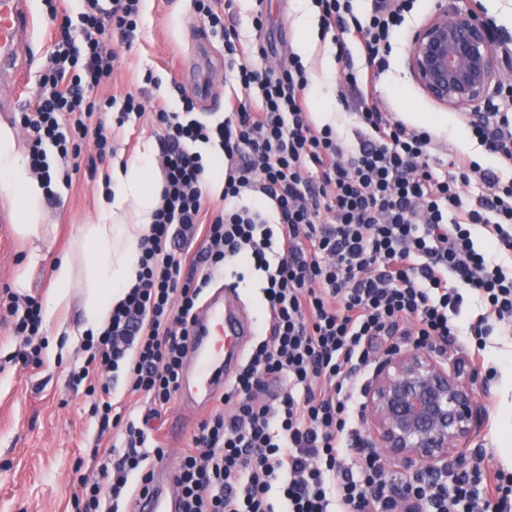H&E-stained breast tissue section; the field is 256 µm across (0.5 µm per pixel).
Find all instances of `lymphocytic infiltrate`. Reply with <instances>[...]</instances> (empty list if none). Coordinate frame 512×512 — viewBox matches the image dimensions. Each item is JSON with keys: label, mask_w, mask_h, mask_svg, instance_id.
I'll use <instances>...</instances> for the list:
<instances>
[{"label": "lymphocytic infiltrate", "mask_w": 512, "mask_h": 512, "mask_svg": "<svg viewBox=\"0 0 512 512\" xmlns=\"http://www.w3.org/2000/svg\"><path fill=\"white\" fill-rule=\"evenodd\" d=\"M63 17L44 66L41 92L20 123L31 131L28 165L46 198L71 182L86 140L96 171L114 153L101 115L142 116V95L91 101L118 57L113 36L138 28L141 0H82ZM353 0H315L323 32L354 42L362 70L339 77L365 130L351 148L331 125H316L299 56L263 71L268 50L243 44L211 0H194L206 28L221 35L237 89L224 116L205 122L191 99L179 112L159 105L162 193L138 241L139 273L98 336L83 343L68 386L93 400L101 435L119 437L111 458L90 449L95 479H80L71 512H118L142 488L166 450L142 424L122 419L106 374L124 373L150 416L175 400L188 355L189 324L215 276L250 264L265 275L267 330L231 389L201 421L175 470L182 512H512V471L482 452L459 461L447 482L410 472L402 486L381 457L363 448L358 425L362 378L396 336L430 348L461 343L483 352L492 335L512 339V86L500 92L496 122L474 119L472 135L493 166L471 155L433 156L431 130L387 118L373 105L391 41L413 0H381L368 20ZM224 154V187L205 186L200 146ZM480 182L476 204L464 186ZM275 218H268V211ZM483 225L487 248L470 228ZM486 312L460 326L465 294ZM18 344L11 362L42 366L41 302L0 293Z\"/></svg>", "instance_id": "f902f5d3"}]
</instances>
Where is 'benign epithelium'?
Wrapping results in <instances>:
<instances>
[{
	"label": "benign epithelium",
	"mask_w": 512,
	"mask_h": 512,
	"mask_svg": "<svg viewBox=\"0 0 512 512\" xmlns=\"http://www.w3.org/2000/svg\"><path fill=\"white\" fill-rule=\"evenodd\" d=\"M506 63L490 27L472 9L441 2L416 30L407 67L423 93L451 110L476 111ZM482 412L469 364L411 343L375 363L363 391L364 445L436 473L466 457Z\"/></svg>",
	"instance_id": "1"
}]
</instances>
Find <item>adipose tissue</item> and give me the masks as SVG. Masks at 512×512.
<instances>
[{"label": "adipose tissue", "mask_w": 512, "mask_h": 512, "mask_svg": "<svg viewBox=\"0 0 512 512\" xmlns=\"http://www.w3.org/2000/svg\"><path fill=\"white\" fill-rule=\"evenodd\" d=\"M153 144L145 142L137 158L115 164L109 193L102 199V213L92 224L83 225L73 245L72 255L63 257L53 270V289L47 314L66 305L76 273L85 283L84 325L69 332L66 345L84 339L87 331H99L138 274V240L153 222L160 201L162 183L152 170ZM0 192L17 204L15 231L22 237L37 233L44 190L16 151L15 134L0 127ZM83 260V270H75V260Z\"/></svg>", "instance_id": "obj_1"}]
</instances>
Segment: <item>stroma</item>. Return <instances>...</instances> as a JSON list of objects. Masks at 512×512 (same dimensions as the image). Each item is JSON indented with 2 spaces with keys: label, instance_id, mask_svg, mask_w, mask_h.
<instances>
[{
  "label": "stroma",
  "instance_id": "1",
  "mask_svg": "<svg viewBox=\"0 0 512 512\" xmlns=\"http://www.w3.org/2000/svg\"><path fill=\"white\" fill-rule=\"evenodd\" d=\"M440 0H415L407 13L400 34L392 42L388 66L382 73L375 105L381 112L413 125L435 118L436 153L445 156L455 151L481 155L482 149L465 131L472 112L449 110L430 100L418 87L407 68L409 42L419 25L437 8ZM483 16L492 21L498 34L495 49L512 68V0H481ZM295 0H271L268 23L256 31L254 0H235L231 12L242 42H254L256 36L284 35L277 57L260 61V68H277L287 64L294 54L297 37ZM33 27L24 36L19 55L20 76H0V125L10 127L16 136L17 150L27 154V132L16 122L17 95L34 102L40 91L44 62L54 43V26L46 18L44 0H26ZM204 25L191 0H141L138 29L129 43L118 45V58L112 79L101 86L97 97H120L127 92L154 94L162 90L169 111L182 109L188 86L177 84L176 68L181 59L193 57L195 41ZM212 58L196 59L207 80L212 96L221 100L232 95L233 82L224 62V42L208 36ZM318 54L309 60L312 75L311 96L317 113L332 115L340 133L355 138L359 128L354 115L345 112L339 100L335 76L344 63L360 68L365 64L357 48H350L347 61L332 60L322 65V52H336L332 38L318 39ZM194 58V57H193ZM112 138L115 160L128 161L137 156L144 141H158L160 130L151 114L139 120L119 122L116 114L103 118ZM111 163L99 166L97 175L87 169L73 174L68 185H58V197L41 204L42 226L37 236L19 237L14 229L17 208L0 194V290L11 288L18 295H31L47 300L52 288V261L66 253L81 225L96 219L105 189V177ZM40 251L39 261H30L32 251ZM265 275L253 268L240 266L217 276V283L234 289L249 310L254 324H261L265 306L262 292ZM14 349L8 321L0 318V512H70V500L83 477H94L97 467L88 450L99 446L111 448L109 439L98 436L92 400L67 386V375L81 366L85 354L81 347L69 350L43 349L41 367L23 368L9 363ZM487 355L497 373L490 382L496 406L483 410L471 451L486 449L496 454L498 464L512 470V447H504L502 435L512 432V342L492 337ZM181 414L180 434L170 440L173 458H180L198 424L203 411L172 402L161 417L151 419L150 427L166 431L173 414Z\"/></svg>",
  "mask_w": 512,
  "mask_h": 512
}]
</instances>
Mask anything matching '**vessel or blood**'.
<instances>
[{
    "label": "vessel or blood",
    "instance_id": "vessel-or-blood-1",
    "mask_svg": "<svg viewBox=\"0 0 512 512\" xmlns=\"http://www.w3.org/2000/svg\"><path fill=\"white\" fill-rule=\"evenodd\" d=\"M32 24L23 0H0L1 68H14L21 36ZM179 73L182 83L194 87L207 110L221 109V102L211 99L205 80L195 67L182 63ZM253 334L248 313L229 303L227 290L215 288L196 311L190 362L184 369L180 401L208 408L215 397L228 389L232 373L239 369L244 347ZM180 508L172 465L165 459L153 462L145 488L133 502L132 512H179Z\"/></svg>",
    "mask_w": 512,
    "mask_h": 512
}]
</instances>
